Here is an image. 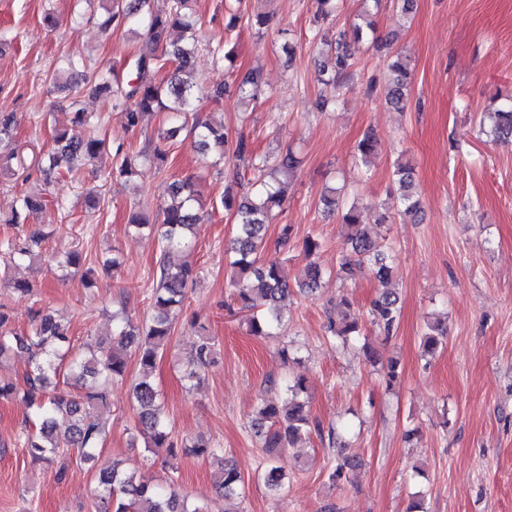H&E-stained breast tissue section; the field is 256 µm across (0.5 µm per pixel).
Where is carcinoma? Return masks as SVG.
Returning a JSON list of instances; mask_svg holds the SVG:
<instances>
[{
  "mask_svg": "<svg viewBox=\"0 0 512 512\" xmlns=\"http://www.w3.org/2000/svg\"><path fill=\"white\" fill-rule=\"evenodd\" d=\"M191 0H171L163 8L158 0H108L104 12H90L88 20L104 31L121 28H142L146 31L147 44L129 62L128 67L78 70L72 56L61 60L55 72H79L84 87L95 95L105 94L112 98V107L121 110L127 128L137 129L145 116L163 112L170 128L158 134L148 143L150 152L128 154L122 145L108 148L105 139L91 132L92 116L81 108L67 113L64 122L54 121L53 146L23 177L50 185L60 181L87 165L101 163L104 157L113 155L118 163L112 175L131 178L137 173L140 160H165L167 145L178 132L185 130L195 139L198 151L212 158L217 167L231 157L248 163L257 174L258 188L241 193H224L212 201V209H222L232 219L235 235L225 251L227 264L232 273L235 301L239 309L247 313L246 326L253 336L269 337L283 324L284 310L281 302L290 293L287 273L277 259L264 260L267 248V229L273 212L285 200L287 179L294 175L301 161L297 153L286 147L274 153H256L252 142L241 135L234 140L198 117L202 101L220 105L224 100V88L204 89L193 77L198 61L196 44L197 19L190 8ZM360 22L352 27V36L360 40L369 32L376 33L374 16L379 0H362ZM354 62L344 47L337 43L336 63L332 72L322 71L320 83L335 92L348 85L353 76ZM391 88L388 102L403 108L409 101L412 69L408 59L397 56L391 64ZM264 93L262 72L250 70L239 85V101L250 104ZM493 135L501 142L512 143V105L490 113ZM16 123L11 114H0V168L10 167L17 159ZM380 148L379 140L367 133L357 144V154L364 163L374 157ZM393 177L399 183L403 213L422 220L423 210L416 195L413 168L398 162L393 166ZM197 177L188 174L170 185V201L161 208L159 224H147L142 219L133 220L135 227L146 228L157 241L158 254L155 262L152 288L151 313L136 322L126 307L112 312V334L108 338H96L86 350L77 352L71 346L69 329L43 308L31 313L30 330L24 334L12 328V318L6 306L0 305V360L10 357L14 350L28 354L30 369L24 376L25 398L35 407V419L27 421L28 430L21 448L33 460H41L60 448H68L75 454V462L86 465L94 452L103 446L106 429L102 411L109 404V392L115 382L129 381L130 396L135 404V428L149 435L148 448L154 453L163 452L173 457L177 448L197 457L221 461L212 471V488L234 503L226 512H243L239 506L242 477L237 467L222 463V449L213 447L202 439L174 440L172 426L165 414L158 390L152 380L158 362L171 346L174 329L179 319L188 289L198 281L197 269L189 262L176 263L170 254L180 248L191 247L193 226L202 219ZM320 201L328 210L341 215L342 224L348 230L346 243L350 252L343 255L336 278L348 280L356 272L368 270L382 284L391 280L393 267L388 255L381 251L362 228L361 215L356 203L349 200L345 187H327ZM54 204L42 190H23L15 197L11 216L6 223L17 225L23 215L42 210ZM47 239L46 233L32 228L19 236L0 240V259L19 268L42 256ZM62 272L70 275L83 268L87 257L77 249L50 255ZM326 273L314 261H308L296 278V288L302 294H312L324 287ZM398 297L389 290L380 292L370 302L371 324L386 337L397 329ZM351 301L342 297L336 304V316L328 318L327 339L346 346L359 336L361 326L349 319ZM198 327L199 339L194 351L181 364L182 378L193 387L197 385L206 367L217 353L213 337L206 328ZM447 327L436 317L426 322L422 338V353L433 357L445 344ZM134 354L139 366L138 374L128 379V355ZM74 386L79 393L72 396L57 391L60 383ZM306 380L295 378L286 385V398L281 403L261 401L254 419L253 429L262 439V447L272 454L263 472V482L268 491L277 493L288 479L287 450L305 436L322 433L320 422L313 419L308 410ZM329 447L337 449L340 462L331 469L329 480L341 481L348 469L357 467L360 459L345 454L339 435L334 429L328 432ZM98 487L104 496L115 503L114 512H203V507L192 506L174 489L175 482L158 486L148 480L124 471L120 463L100 473Z\"/></svg>",
  "mask_w": 512,
  "mask_h": 512,
  "instance_id": "1",
  "label": "carcinoma"
}]
</instances>
